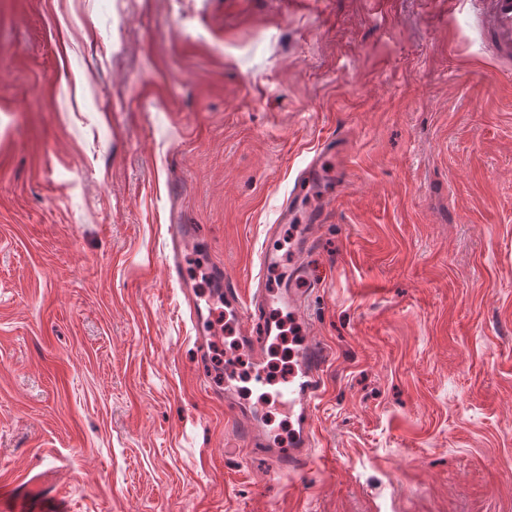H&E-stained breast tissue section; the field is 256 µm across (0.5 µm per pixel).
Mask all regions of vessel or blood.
<instances>
[{
  "label": "vessel or blood",
  "instance_id": "1",
  "mask_svg": "<svg viewBox=\"0 0 512 512\" xmlns=\"http://www.w3.org/2000/svg\"><path fill=\"white\" fill-rule=\"evenodd\" d=\"M487 4V10L478 15L480 41L498 70L511 69L512 0H487ZM211 274L232 316L240 320L251 318L253 326L244 335L242 344L256 353L264 348L273 331V321L267 316L269 308L276 304L287 312L298 313L306 287L318 285L311 268L299 261L288 269L276 291L256 290L254 305L249 308L244 306L240 290L228 284L223 268H212ZM327 361L324 346L308 340L299 343L292 371L274 400L276 406L295 418L299 431L288 447L269 449L270 475L294 471L310 462L315 446L313 409L325 392ZM266 413L267 407L262 403L243 412L239 435L246 447L263 446ZM60 500V495L40 473L24 478L20 483L0 487V506H6L7 512H29L34 505L40 507L41 512H56L55 505Z\"/></svg>",
  "mask_w": 512,
  "mask_h": 512
}]
</instances>
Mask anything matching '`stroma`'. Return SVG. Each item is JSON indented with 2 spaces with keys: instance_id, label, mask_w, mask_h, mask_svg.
Wrapping results in <instances>:
<instances>
[{
  "instance_id": "stroma-1",
  "label": "stroma",
  "mask_w": 512,
  "mask_h": 512,
  "mask_svg": "<svg viewBox=\"0 0 512 512\" xmlns=\"http://www.w3.org/2000/svg\"><path fill=\"white\" fill-rule=\"evenodd\" d=\"M475 23L467 0H0V485L51 474L68 512H512V72ZM306 224L326 390L311 462L272 480L190 301L201 259L274 288L258 253Z\"/></svg>"
}]
</instances>
